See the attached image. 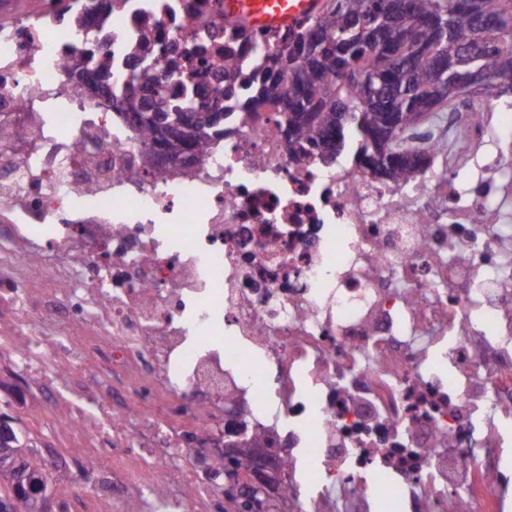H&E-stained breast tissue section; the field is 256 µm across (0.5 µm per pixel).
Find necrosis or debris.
<instances>
[{"label":"necrosis or debris","instance_id":"4bbe7bcc","mask_svg":"<svg viewBox=\"0 0 512 512\" xmlns=\"http://www.w3.org/2000/svg\"><path fill=\"white\" fill-rule=\"evenodd\" d=\"M219 0H122L85 25L0 0V319L116 478L100 512H218L193 464L260 430L286 512H512V154L494 105L437 113L436 169L382 181L302 153L274 113L226 112L205 164L160 162L116 109L67 84L74 46L110 33L112 91L144 50L207 44L252 70L281 31ZM482 156L484 177L458 188ZM111 385H81L89 353Z\"/></svg>","mask_w":512,"mask_h":512}]
</instances>
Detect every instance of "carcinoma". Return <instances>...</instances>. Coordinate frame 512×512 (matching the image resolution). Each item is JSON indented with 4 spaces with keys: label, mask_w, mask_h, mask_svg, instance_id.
<instances>
[{
    "label": "carcinoma",
    "mask_w": 512,
    "mask_h": 512,
    "mask_svg": "<svg viewBox=\"0 0 512 512\" xmlns=\"http://www.w3.org/2000/svg\"><path fill=\"white\" fill-rule=\"evenodd\" d=\"M506 0H336L334 8L306 24L293 39L262 60L247 83L244 112L258 116L274 112L277 124L294 142H307L330 160L351 141L355 158L383 181H408L429 157L406 143L419 127L416 115L452 93L448 62L438 54L449 38L482 54L489 77L481 103L512 95V44L503 48L486 43L482 22L497 16ZM74 53L84 66L68 71L77 92L93 85L119 107L130 101L129 122L146 141L170 151L187 150L196 164L205 163L212 140L224 134V101L233 96L234 61L225 59L229 72L210 75L197 70L184 76L183 59L201 55L196 44L180 56L149 52L130 67L124 95H112V54L96 39ZM190 116L194 131L169 141L159 115ZM21 464L23 484L0 466V497L13 498V512H32V503L56 487L60 501L69 498L62 483L50 481L37 463L34 448L15 430L0 429V448ZM253 449L240 448L230 463L250 472Z\"/></svg>",
    "instance_id": "1"
}]
</instances>
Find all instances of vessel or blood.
Instances as JSON below:
<instances>
[{
  "label": "vessel or blood",
  "instance_id": "obj_1",
  "mask_svg": "<svg viewBox=\"0 0 512 512\" xmlns=\"http://www.w3.org/2000/svg\"><path fill=\"white\" fill-rule=\"evenodd\" d=\"M227 18L250 28L287 29L317 15L325 0H223Z\"/></svg>",
  "mask_w": 512,
  "mask_h": 512
}]
</instances>
